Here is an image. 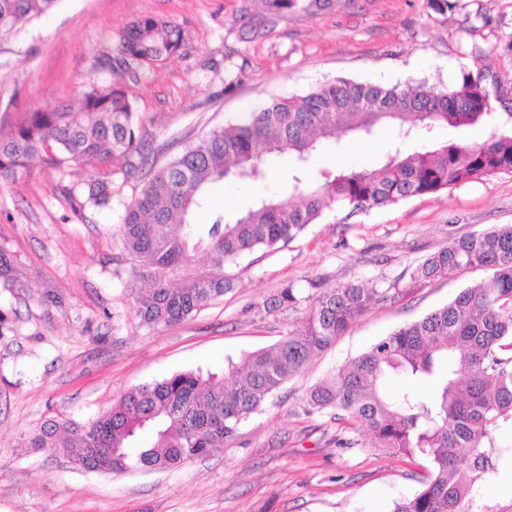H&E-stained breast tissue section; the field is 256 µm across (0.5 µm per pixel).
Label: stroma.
Listing matches in <instances>:
<instances>
[{
	"label": "stroma",
	"instance_id": "35a3bbf8",
	"mask_svg": "<svg viewBox=\"0 0 512 512\" xmlns=\"http://www.w3.org/2000/svg\"><path fill=\"white\" fill-rule=\"evenodd\" d=\"M438 13L427 0H331L297 12L266 37L233 27L241 0H58L16 41L0 45V139L28 112L77 103L101 78L99 62L118 35L144 16L180 26L183 49L147 66L129 86L159 161L179 154L214 126L271 98L302 95L338 78L391 86H450L484 69L512 82V0H455ZM244 70L227 83L222 63ZM391 130L326 145L312 169L371 167L391 146ZM110 178L111 207L73 212L65 188ZM119 164L53 168L34 162L17 182L0 183V512H390L417 490L421 466L378 448L370 432L337 444L342 426L306 414L308 389L485 278L465 269L419 285L365 313L315 356L278 396L210 454L153 472L79 471L62 455L27 445L51 418L85 423L129 389L185 371L223 374L229 363L301 329L307 281L334 288L389 282L454 237L512 224V175L485 177L447 191L345 218L330 212L286 247L256 251L239 267L237 287L192 318L148 326L134 309L137 280L116 263L124 206L137 194ZM301 299L265 311L287 285Z\"/></svg>",
	"mask_w": 512,
	"mask_h": 512
}]
</instances>
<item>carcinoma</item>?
<instances>
[{
    "label": "carcinoma",
    "mask_w": 512,
    "mask_h": 512,
    "mask_svg": "<svg viewBox=\"0 0 512 512\" xmlns=\"http://www.w3.org/2000/svg\"><path fill=\"white\" fill-rule=\"evenodd\" d=\"M57 2L0 0V43L16 38L22 22L42 17ZM251 2L243 0L240 19L264 36L288 15L326 4L258 0L254 12ZM184 43L183 30L171 22H132L115 56L104 62L108 77L93 81L78 105L35 110L0 141L1 180L23 177L35 158L53 167L123 161L124 181H138L140 191L125 206L119 240L131 276L148 282L135 297L136 315L146 325L197 314L233 290L241 259L277 250L330 211L346 209L353 216L512 174V112L490 111V96L502 84H487L481 69L440 88L425 81L386 87L338 78L217 127L157 167L150 163L128 83L138 80L140 68L173 56ZM380 126L398 128L401 141L375 168H324L304 177L323 144L339 134L369 135ZM434 126L481 128L486 136L404 152L402 141ZM283 157L292 162L288 197L257 196L233 222L216 212L209 224L193 223L217 186L260 183ZM112 197V182L91 178L75 212L107 207ZM199 253L206 264L197 263ZM465 268L489 275L328 373L308 390L305 412L330 413L348 432L365 427L377 447L427 463L420 487L396 501L392 512H512V497H477L479 485L512 461V224L451 240L417 262L403 287L396 280L386 288L378 282L323 288L310 279L312 304L298 332L249 353L222 377L175 373L130 389L89 423L49 419L31 434L28 447L58 452L74 467L99 474L162 470L205 456L234 440L269 397L375 302ZM296 302V289L287 286L265 309ZM391 375L409 383L398 397L385 391ZM143 431L151 433V442L135 450Z\"/></svg>",
    "instance_id": "cac0c4a2"
}]
</instances>
